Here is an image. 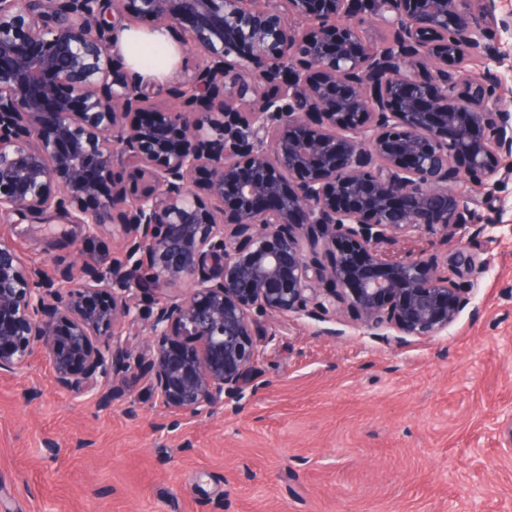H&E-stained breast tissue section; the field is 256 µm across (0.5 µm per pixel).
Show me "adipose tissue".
I'll use <instances>...</instances> for the list:
<instances>
[{"instance_id": "ef3b65f1", "label": "adipose tissue", "mask_w": 512, "mask_h": 512, "mask_svg": "<svg viewBox=\"0 0 512 512\" xmlns=\"http://www.w3.org/2000/svg\"><path fill=\"white\" fill-rule=\"evenodd\" d=\"M114 50L131 70L154 84L169 78L179 58L177 45L161 28H126L120 32Z\"/></svg>"}]
</instances>
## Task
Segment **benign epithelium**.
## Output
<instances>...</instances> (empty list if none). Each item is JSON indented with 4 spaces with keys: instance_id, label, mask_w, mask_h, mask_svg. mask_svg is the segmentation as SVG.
Instances as JSON below:
<instances>
[{
    "instance_id": "benign-epithelium-1",
    "label": "benign epithelium",
    "mask_w": 512,
    "mask_h": 512,
    "mask_svg": "<svg viewBox=\"0 0 512 512\" xmlns=\"http://www.w3.org/2000/svg\"><path fill=\"white\" fill-rule=\"evenodd\" d=\"M133 20L194 64L144 83L112 51ZM511 32L494 0H0V221L123 241L51 274L0 239V375L39 354L106 404L137 378L177 424L241 409L272 319L444 335L490 265L455 185L512 172ZM423 235L451 253L388 252ZM500 56L503 61L499 68L502 78L501 96L512 103V34L502 35Z\"/></svg>"
}]
</instances>
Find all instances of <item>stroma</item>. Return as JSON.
<instances>
[{
  "instance_id": "1",
  "label": "stroma",
  "mask_w": 512,
  "mask_h": 512,
  "mask_svg": "<svg viewBox=\"0 0 512 512\" xmlns=\"http://www.w3.org/2000/svg\"><path fill=\"white\" fill-rule=\"evenodd\" d=\"M478 212L498 224L491 265L447 335L399 346L350 315L288 317L257 394L170 427L141 381L108 406L59 390L48 366L0 375V512H512V180ZM0 222L46 266L117 255L111 228Z\"/></svg>"
}]
</instances>
